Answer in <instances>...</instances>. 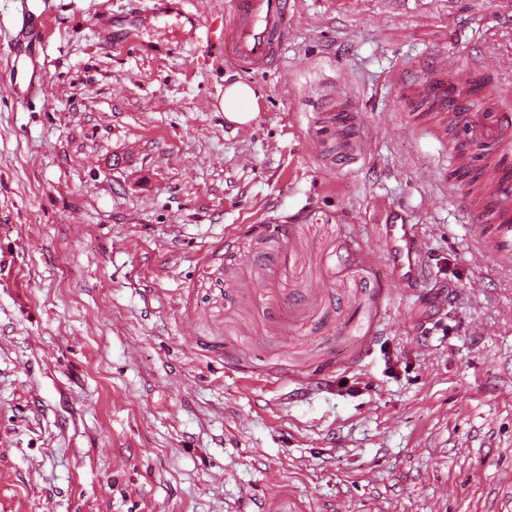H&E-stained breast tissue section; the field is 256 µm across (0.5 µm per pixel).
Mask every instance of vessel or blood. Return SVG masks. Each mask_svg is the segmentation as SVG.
<instances>
[{
	"label": "vessel or blood",
	"mask_w": 512,
	"mask_h": 512,
	"mask_svg": "<svg viewBox=\"0 0 512 512\" xmlns=\"http://www.w3.org/2000/svg\"><path fill=\"white\" fill-rule=\"evenodd\" d=\"M290 0H230L224 16V41L232 49L231 65L251 71L270 68L278 59L286 34ZM423 94L435 100L447 112L451 129L463 130L467 140L488 142L506 148L512 146V112L503 107L477 102L474 97L449 92L444 80H437L423 90L409 89V96ZM357 115L346 107L336 115V155L356 162L366 152L363 141L355 135ZM478 193L491 201V208L476 216L484 230L471 256L476 263L493 261L512 264V183L507 182L497 156L481 159L478 165ZM390 248L388 260L394 276L404 284L416 281L421 272L424 240L415 238L409 224L384 227Z\"/></svg>",
	"instance_id": "vessel-or-blood-1"
}]
</instances>
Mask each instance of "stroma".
<instances>
[{"label": "stroma", "instance_id": "obj_1", "mask_svg": "<svg viewBox=\"0 0 512 512\" xmlns=\"http://www.w3.org/2000/svg\"><path fill=\"white\" fill-rule=\"evenodd\" d=\"M228 7L0 0V512H512V268L406 89L512 84V5L296 0L259 73L212 62ZM222 107L227 122L239 126L249 124L258 110L254 89L245 83L228 85L224 90ZM357 115L350 107H344L336 113V156L348 161L356 162L366 152L365 143L355 136ZM390 248L388 260L394 276L403 284L416 281L422 273L425 241L416 239L410 224H384Z\"/></svg>", "mask_w": 512, "mask_h": 512}]
</instances>
